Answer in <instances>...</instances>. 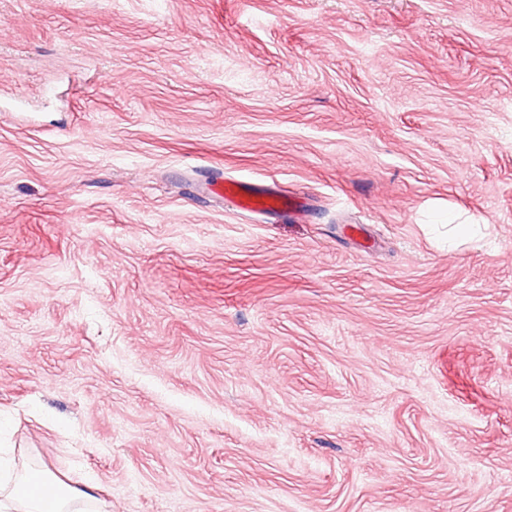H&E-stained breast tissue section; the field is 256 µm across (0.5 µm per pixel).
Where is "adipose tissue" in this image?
Returning a JSON list of instances; mask_svg holds the SVG:
<instances>
[{"mask_svg": "<svg viewBox=\"0 0 512 512\" xmlns=\"http://www.w3.org/2000/svg\"><path fill=\"white\" fill-rule=\"evenodd\" d=\"M45 495L26 492L27 474L16 471L0 457V512H74L76 503H92L89 492L79 490L48 471H41Z\"/></svg>", "mask_w": 512, "mask_h": 512, "instance_id": "obj_1", "label": "adipose tissue"}]
</instances>
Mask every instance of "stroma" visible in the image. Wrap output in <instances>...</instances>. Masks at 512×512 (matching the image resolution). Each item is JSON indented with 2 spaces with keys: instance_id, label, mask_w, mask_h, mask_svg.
<instances>
[{
  "instance_id": "stroma-1",
  "label": "stroma",
  "mask_w": 512,
  "mask_h": 512,
  "mask_svg": "<svg viewBox=\"0 0 512 512\" xmlns=\"http://www.w3.org/2000/svg\"><path fill=\"white\" fill-rule=\"evenodd\" d=\"M0 449L99 512H512V0H0ZM211 184L218 197L229 200L242 213L288 215L294 209L288 195L275 182L256 183L221 177Z\"/></svg>"
}]
</instances>
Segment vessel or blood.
I'll return each mask as SVG.
<instances>
[{
	"label": "vessel or blood",
	"instance_id": "obj_1",
	"mask_svg": "<svg viewBox=\"0 0 512 512\" xmlns=\"http://www.w3.org/2000/svg\"><path fill=\"white\" fill-rule=\"evenodd\" d=\"M212 186L218 197L229 200L239 212L247 214L285 215L293 204L276 183L249 180L216 179Z\"/></svg>",
	"mask_w": 512,
	"mask_h": 512
}]
</instances>
